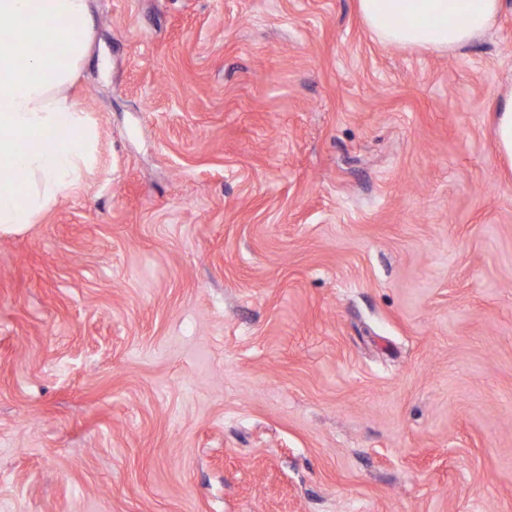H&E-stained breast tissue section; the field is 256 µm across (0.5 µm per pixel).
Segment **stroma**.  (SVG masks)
Returning a JSON list of instances; mask_svg holds the SVG:
<instances>
[{
  "label": "stroma",
  "instance_id": "1",
  "mask_svg": "<svg viewBox=\"0 0 512 512\" xmlns=\"http://www.w3.org/2000/svg\"><path fill=\"white\" fill-rule=\"evenodd\" d=\"M90 5L95 169L0 230V512H512V11ZM356 1L362 20L379 41L430 53L449 52L483 36L510 3L509 0ZM497 154L512 170V83L502 93L492 110Z\"/></svg>",
  "mask_w": 512,
  "mask_h": 512
}]
</instances>
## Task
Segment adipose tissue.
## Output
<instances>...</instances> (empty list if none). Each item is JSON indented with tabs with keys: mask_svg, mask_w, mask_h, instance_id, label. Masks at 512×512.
<instances>
[{
	"mask_svg": "<svg viewBox=\"0 0 512 512\" xmlns=\"http://www.w3.org/2000/svg\"><path fill=\"white\" fill-rule=\"evenodd\" d=\"M512 0H357L383 43L449 52ZM89 0H0V229L32 224L95 164L96 120L66 90L90 48ZM28 49L19 66L17 46Z\"/></svg>",
	"mask_w": 512,
	"mask_h": 512,
	"instance_id": "adipose-tissue-1",
	"label": "adipose tissue"
}]
</instances>
